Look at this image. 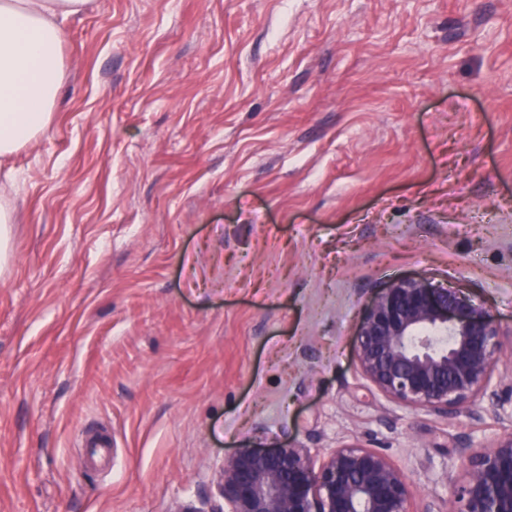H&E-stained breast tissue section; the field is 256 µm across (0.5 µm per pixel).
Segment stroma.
I'll return each instance as SVG.
<instances>
[{"label": "stroma", "mask_w": 512, "mask_h": 512, "mask_svg": "<svg viewBox=\"0 0 512 512\" xmlns=\"http://www.w3.org/2000/svg\"><path fill=\"white\" fill-rule=\"evenodd\" d=\"M0 161V512H209L235 450L376 448L453 512L512 400V0H89ZM488 308L498 399L362 378L387 283ZM112 457L86 464V436Z\"/></svg>", "instance_id": "obj_1"}]
</instances>
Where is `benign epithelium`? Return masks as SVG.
Returning a JSON list of instances; mask_svg holds the SVG:
<instances>
[{"label":"benign epithelium","mask_w":512,"mask_h":512,"mask_svg":"<svg viewBox=\"0 0 512 512\" xmlns=\"http://www.w3.org/2000/svg\"><path fill=\"white\" fill-rule=\"evenodd\" d=\"M502 333L458 288L423 277L371 297L356 341L362 375L388 400L452 417L493 392ZM455 512H512V426L494 446L458 450ZM224 504L208 512H411L407 473L376 448L320 450L290 440L238 449L217 476Z\"/></svg>","instance_id":"obj_1"}]
</instances>
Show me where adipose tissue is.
Instances as JSON below:
<instances>
[{"label": "adipose tissue", "instance_id": "ef3b65f1", "mask_svg": "<svg viewBox=\"0 0 512 512\" xmlns=\"http://www.w3.org/2000/svg\"><path fill=\"white\" fill-rule=\"evenodd\" d=\"M86 2L0 0V157L48 125L62 78V22Z\"/></svg>", "mask_w": 512, "mask_h": 512}]
</instances>
